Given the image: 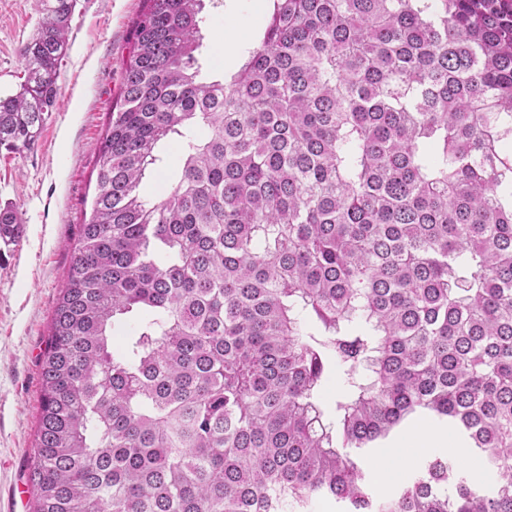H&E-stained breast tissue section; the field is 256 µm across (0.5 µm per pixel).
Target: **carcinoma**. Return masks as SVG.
Here are the masks:
<instances>
[{"label": "carcinoma", "mask_w": 512, "mask_h": 512, "mask_svg": "<svg viewBox=\"0 0 512 512\" xmlns=\"http://www.w3.org/2000/svg\"><path fill=\"white\" fill-rule=\"evenodd\" d=\"M76 7L38 0L0 149L38 139ZM205 7L133 22L43 354L34 512H512V0H273L210 81ZM417 415L492 488L435 455L375 499L361 459Z\"/></svg>", "instance_id": "carcinoma-1"}]
</instances>
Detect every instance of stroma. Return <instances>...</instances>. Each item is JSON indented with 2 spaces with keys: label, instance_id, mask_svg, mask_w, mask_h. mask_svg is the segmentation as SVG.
Segmentation results:
<instances>
[{
  "label": "stroma",
  "instance_id": "1",
  "mask_svg": "<svg viewBox=\"0 0 512 512\" xmlns=\"http://www.w3.org/2000/svg\"><path fill=\"white\" fill-rule=\"evenodd\" d=\"M142 4L78 0L55 108L31 149L0 152V205L23 220L17 242H0V512H32L41 358L83 214L96 194L99 149L120 101L122 64ZM270 9L271 0H222L203 31L205 68L237 71ZM37 21L36 0H0L1 93L18 90L21 49Z\"/></svg>",
  "mask_w": 512,
  "mask_h": 512
}]
</instances>
